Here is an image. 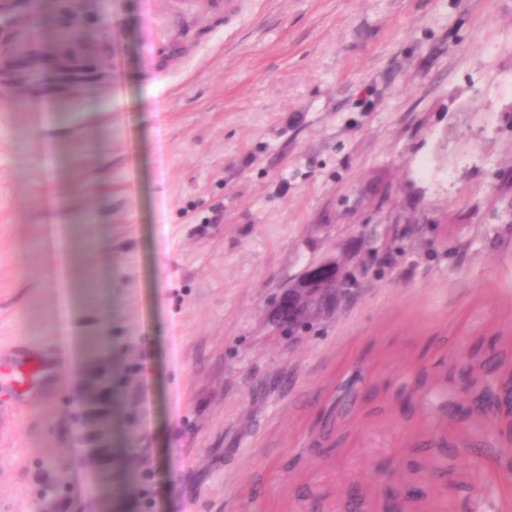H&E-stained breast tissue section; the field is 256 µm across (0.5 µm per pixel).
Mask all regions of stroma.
Listing matches in <instances>:
<instances>
[{
  "mask_svg": "<svg viewBox=\"0 0 512 512\" xmlns=\"http://www.w3.org/2000/svg\"><path fill=\"white\" fill-rule=\"evenodd\" d=\"M112 75L0 86V512H336L448 417L402 385L512 362V0H79ZM112 14L104 34L97 19ZM351 301L273 300L339 252ZM107 376L106 425L81 404ZM90 448L112 451L91 466ZM499 512L512 474L462 457ZM0 365L2 369H6L3 376V386L20 395L25 392V386L36 372L48 368L49 365L56 367V374L59 372L58 362L51 355L43 354L35 357L19 348L1 354ZM26 365L40 367H28ZM506 363L505 359L496 353L471 356L461 370L463 374L475 375L484 385L486 392L499 381V368Z\"/></svg>",
  "mask_w": 512,
  "mask_h": 512,
  "instance_id": "1",
  "label": "stroma"
}]
</instances>
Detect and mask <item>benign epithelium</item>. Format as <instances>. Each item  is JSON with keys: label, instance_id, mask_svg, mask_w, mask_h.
I'll return each mask as SVG.
<instances>
[{"label": "benign epithelium", "instance_id": "benign-epithelium-1", "mask_svg": "<svg viewBox=\"0 0 512 512\" xmlns=\"http://www.w3.org/2000/svg\"><path fill=\"white\" fill-rule=\"evenodd\" d=\"M56 25L73 34L67 42L51 47L38 43L29 27L13 22L29 13L30 0H0V85L30 98L44 77L55 78L60 93L68 95L91 77L112 74L111 48L90 50L80 36L84 20L79 0H56ZM347 261L336 255L307 265L274 303L273 324L307 323L324 314L333 304L352 295Z\"/></svg>", "mask_w": 512, "mask_h": 512}]
</instances>
